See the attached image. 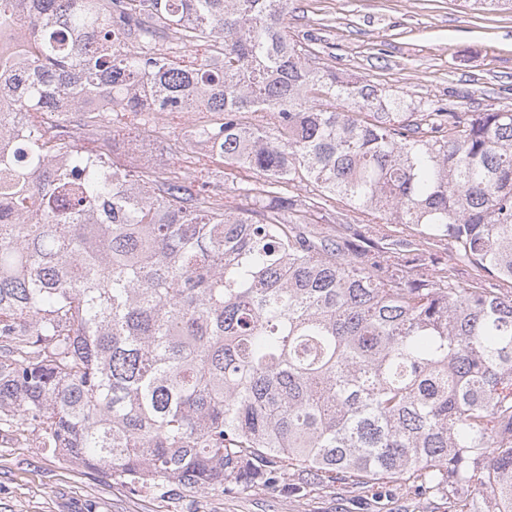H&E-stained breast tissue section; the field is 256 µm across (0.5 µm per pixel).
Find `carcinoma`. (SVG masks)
<instances>
[{
  "label": "carcinoma",
  "mask_w": 512,
  "mask_h": 512,
  "mask_svg": "<svg viewBox=\"0 0 512 512\" xmlns=\"http://www.w3.org/2000/svg\"><path fill=\"white\" fill-rule=\"evenodd\" d=\"M15 15L0 438L135 491L404 483L512 512V109L339 71L288 0H0ZM187 112L203 149L162 176L47 138L52 113L158 138Z\"/></svg>",
  "instance_id": "1"
}]
</instances>
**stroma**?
<instances>
[{
	"instance_id": "1",
	"label": "stroma",
	"mask_w": 512,
	"mask_h": 512,
	"mask_svg": "<svg viewBox=\"0 0 512 512\" xmlns=\"http://www.w3.org/2000/svg\"><path fill=\"white\" fill-rule=\"evenodd\" d=\"M288 33L377 87L456 111L512 107V10L458 0H289ZM447 499L339 487L162 495L40 448L0 445V512H448Z\"/></svg>"
}]
</instances>
